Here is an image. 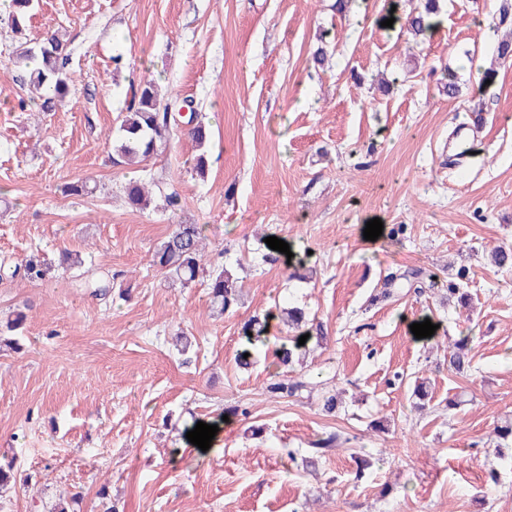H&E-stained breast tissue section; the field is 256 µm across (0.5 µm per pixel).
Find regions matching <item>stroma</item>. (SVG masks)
<instances>
[{
  "label": "stroma",
  "mask_w": 512,
  "mask_h": 512,
  "mask_svg": "<svg viewBox=\"0 0 512 512\" xmlns=\"http://www.w3.org/2000/svg\"><path fill=\"white\" fill-rule=\"evenodd\" d=\"M335 3L34 0L18 33L0 16V263L53 265L39 282H0V316L26 312L20 350L0 351V460L16 473L0 512H47L72 493L76 512H99L103 490L120 512H512V449L494 436L512 420V269L492 260L512 246V61L496 53L512 24L501 0H442L415 38L381 19L420 0H353L343 14ZM54 31L73 82L44 112L10 65ZM319 45L328 62L316 70ZM491 66L482 94L448 97V81L476 85ZM146 77L209 124L206 177L182 135L142 169L113 154ZM149 173L174 182L180 211L128 208L124 183ZM86 177L93 196L63 194ZM375 218L384 229L370 241ZM181 222L202 225L208 261L242 282L224 317L210 316L203 281L183 288L151 265ZM264 234L309 254L313 278L265 261ZM64 251L115 276L108 299L57 268ZM294 305L326 332L306 360L345 390L335 415L317 389L267 394L272 346L236 365L242 323ZM425 316L438 326L430 342L408 328ZM179 332L188 351L172 344ZM463 336L465 376L448 369ZM218 420L220 440L191 448L187 431ZM331 432L340 448L306 467Z\"/></svg>",
  "instance_id": "obj_1"
}]
</instances>
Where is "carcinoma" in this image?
Segmentation results:
<instances>
[{"label":"carcinoma","instance_id":"obj_1","mask_svg":"<svg viewBox=\"0 0 512 512\" xmlns=\"http://www.w3.org/2000/svg\"><path fill=\"white\" fill-rule=\"evenodd\" d=\"M33 0H12L10 21L14 31H20L21 20L30 15ZM436 12V0H425L423 11L408 15L407 29L415 35H423L431 28L428 18ZM68 61L67 47L56 35L43 39L38 49L24 47L13 60V66L25 73L30 98L40 101V108L52 111L62 105L69 92L72 77L66 73ZM189 124L188 137L200 149L207 147L210 141V129L199 117L190 99H179L158 91L156 82L151 79L142 81L136 90L127 112L121 115L119 134L113 140V152L123 162L140 164L151 160L167 149L180 126V122ZM164 197L168 209L181 208L182 198L178 190L170 183L154 179L131 180L125 184L123 192L127 204L135 210H145L150 206L153 191ZM94 187L88 178L69 182L63 186V193L70 196H88ZM205 237L199 224H177L174 230L156 247L153 253V265L158 267L173 282L188 286L204 271ZM51 266L32 256L14 263L12 266L0 265V278L38 282L46 277ZM209 307L212 313L222 316L233 311L240 300V289L231 271L217 265L208 273L207 278ZM286 314V325L295 330L275 344L273 350L275 372L272 373L266 390L274 397H292L306 387V382L290 376L293 366L305 346L299 345V338L305 334L309 340L322 344L326 337L312 335L311 329H305L304 312L297 307L282 309ZM24 323V315L17 313L5 322L7 336H0V347L18 348L11 333L19 330ZM242 338L248 347L241 350L238 357L241 367L248 368L254 363L252 357H243L250 347L265 345L268 336V317L254 315L244 322ZM468 340L463 339L452 344L449 365L458 374L468 371L471 365Z\"/></svg>","mask_w":512,"mask_h":512}]
</instances>
